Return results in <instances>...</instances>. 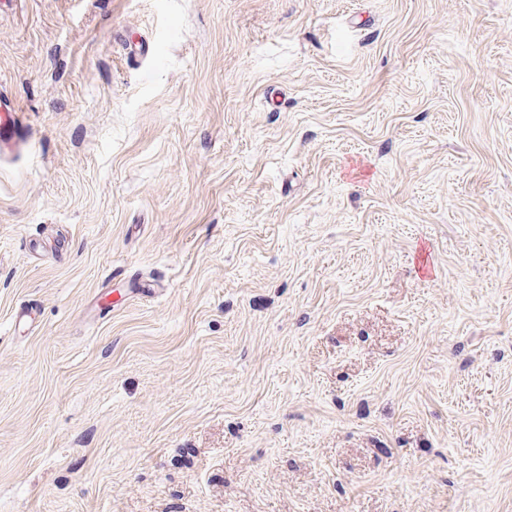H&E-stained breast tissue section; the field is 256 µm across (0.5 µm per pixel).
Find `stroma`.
Listing matches in <instances>:
<instances>
[{
    "mask_svg": "<svg viewBox=\"0 0 512 512\" xmlns=\"http://www.w3.org/2000/svg\"><path fill=\"white\" fill-rule=\"evenodd\" d=\"M0 90V512H512V0H0ZM33 140V129L27 124L20 105L12 98L0 95V163L28 152Z\"/></svg>",
    "mask_w": 512,
    "mask_h": 512,
    "instance_id": "stroma-1",
    "label": "stroma"
}]
</instances>
